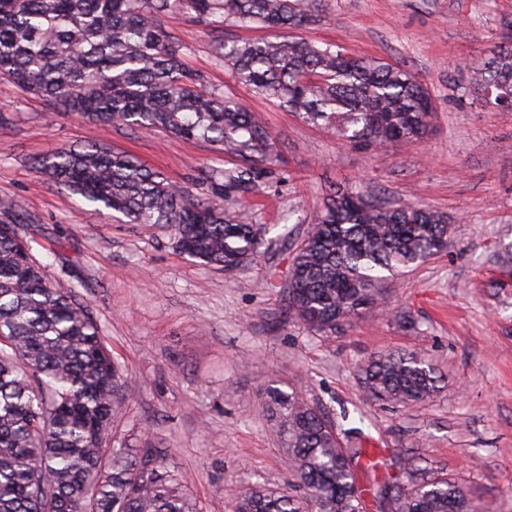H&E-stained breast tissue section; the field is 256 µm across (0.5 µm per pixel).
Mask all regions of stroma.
Here are the masks:
<instances>
[{"instance_id":"stroma-1","label":"stroma","mask_w":512,"mask_h":512,"mask_svg":"<svg viewBox=\"0 0 512 512\" xmlns=\"http://www.w3.org/2000/svg\"><path fill=\"white\" fill-rule=\"evenodd\" d=\"M293 37L399 65L434 111L410 149L366 153L258 97L216 58L191 15L163 23L208 87L236 96L270 127L280 161L244 200L260 233L255 261L227 272L176 246L168 224H128L52 185L33 166L58 148L101 145L137 156L206 198L219 147L103 125L54 108L0 76V208L22 223L50 279L70 283L135 382L116 441L162 449L203 512H235L236 491L286 488L283 445L266 391L296 388L367 448L409 450L461 481L474 508L512 512V111L472 79L480 52L512 42V0H318ZM419 203L450 225L447 250L383 284L385 310L317 335L288 319L281 290L330 189ZM417 351L446 378L410 405L370 400V357Z\"/></svg>"}]
</instances>
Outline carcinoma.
I'll use <instances>...</instances> for the list:
<instances>
[{"label":"carcinoma","instance_id":"1","mask_svg":"<svg viewBox=\"0 0 512 512\" xmlns=\"http://www.w3.org/2000/svg\"><path fill=\"white\" fill-rule=\"evenodd\" d=\"M171 12L214 28L290 30L312 22L316 0H0V74L67 112L145 132L213 142L235 166L205 174L200 198L125 152L88 145L34 160L47 181L132 224H172L177 246L232 271L260 239L245 209L225 203L265 177L276 158L269 127L244 104L202 91L201 73L163 27ZM219 58L257 95L366 152L412 147L427 135L428 88L408 70L338 45L286 37L217 39ZM491 104L512 105V49L494 46L473 68ZM0 219V512H200L184 477L154 448H109L118 400L133 391L73 287L50 280L24 237ZM438 211L381 202L354 187L333 191L288 267V317L334 333L382 299L380 272L447 249ZM368 396L394 404L441 389L418 352L367 361ZM268 409L286 441L295 485L236 493V512H473L464 486L413 457L372 455L304 394L272 388ZM403 470L402 485L390 470Z\"/></svg>","mask_w":512,"mask_h":512}]
</instances>
